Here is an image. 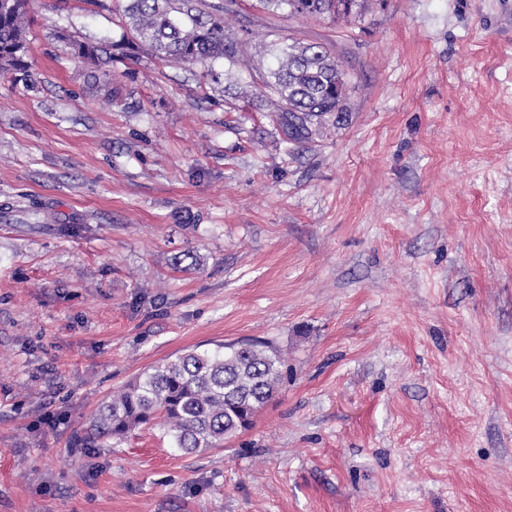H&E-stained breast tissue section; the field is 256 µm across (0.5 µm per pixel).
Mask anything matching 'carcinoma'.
<instances>
[{"mask_svg":"<svg viewBox=\"0 0 512 512\" xmlns=\"http://www.w3.org/2000/svg\"><path fill=\"white\" fill-rule=\"evenodd\" d=\"M26 0H0V60L3 69L24 71ZM264 11L289 16L347 17L356 0H256ZM238 0L202 8L193 0H126L121 20L127 39L112 49L127 57L146 49L160 59L188 65L234 60L243 43L225 31L224 17L241 15ZM274 60L253 68L252 83L274 96L276 121L286 141H309L326 116L342 118L347 81L338 60L322 45L304 44L280 33L271 42ZM75 55L95 60L106 43L73 40ZM285 359L266 341L247 347L226 344L214 351H189L164 359L112 392L99 406L84 437L122 439L153 420H160L176 448L197 454L217 448L254 421L284 378Z\"/></svg>","mask_w":512,"mask_h":512,"instance_id":"obj_1","label":"carcinoma"}]
</instances>
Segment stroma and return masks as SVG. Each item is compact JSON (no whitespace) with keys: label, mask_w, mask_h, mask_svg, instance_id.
Instances as JSON below:
<instances>
[{"label":"stroma","mask_w":512,"mask_h":512,"mask_svg":"<svg viewBox=\"0 0 512 512\" xmlns=\"http://www.w3.org/2000/svg\"><path fill=\"white\" fill-rule=\"evenodd\" d=\"M358 2L245 9L207 67L84 61L123 0H30L28 74H0V512H512V0ZM272 30L347 74L305 143L252 84ZM251 340L288 371L221 447L83 446L112 389ZM356 0H256L263 11L288 16L347 17L357 6Z\"/></svg>","instance_id":"stroma-1"}]
</instances>
